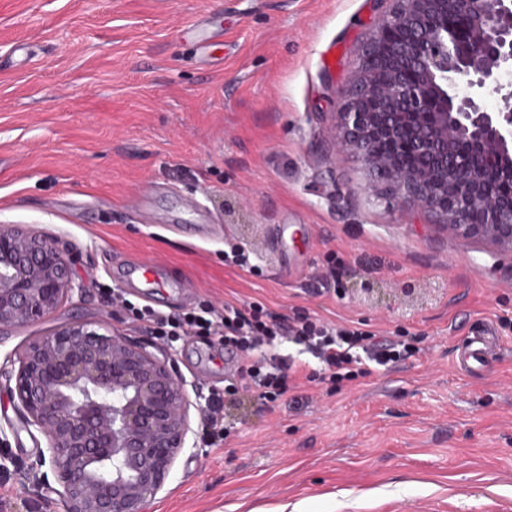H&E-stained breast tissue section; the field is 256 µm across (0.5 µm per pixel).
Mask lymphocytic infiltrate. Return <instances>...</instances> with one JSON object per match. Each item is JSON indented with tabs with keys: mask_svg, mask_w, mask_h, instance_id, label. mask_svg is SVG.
<instances>
[{
	"mask_svg": "<svg viewBox=\"0 0 512 512\" xmlns=\"http://www.w3.org/2000/svg\"><path fill=\"white\" fill-rule=\"evenodd\" d=\"M135 320L152 325L157 338L179 334L217 336L225 349L237 352L238 367L232 381L224 387L226 401L237 394L250 393L263 403H276L288 390L289 380L305 374L308 381L334 387L370 375L373 366H385L415 354L414 345L382 339L359 329L330 324L299 313L292 319L267 320L262 307L241 310L233 305L223 309L207 308L202 315L174 317L151 307L132 308ZM285 340L303 347L319 362L308 371L289 358L259 356L265 346Z\"/></svg>",
	"mask_w": 512,
	"mask_h": 512,
	"instance_id": "lymphocytic-infiltrate-1",
	"label": "lymphocytic infiltrate"
}]
</instances>
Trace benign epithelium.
<instances>
[{"mask_svg": "<svg viewBox=\"0 0 512 512\" xmlns=\"http://www.w3.org/2000/svg\"><path fill=\"white\" fill-rule=\"evenodd\" d=\"M391 2L330 134L378 194L512 252V0ZM492 94L503 106L487 104ZM383 143L419 163L400 164ZM82 289L57 238L0 225V330L41 321ZM17 362L12 393L46 439L67 512H147L194 433L172 355L75 321ZM47 456L25 469L3 453L0 471L21 473L25 490Z\"/></svg>", "mask_w": 512, "mask_h": 512, "instance_id": "7a95c632", "label": "benign epithelium"}]
</instances>
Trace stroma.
I'll list each match as a JSON object with an SVG mask.
<instances>
[{
    "label": "stroma",
    "mask_w": 512,
    "mask_h": 512,
    "mask_svg": "<svg viewBox=\"0 0 512 512\" xmlns=\"http://www.w3.org/2000/svg\"><path fill=\"white\" fill-rule=\"evenodd\" d=\"M389 0H0V222L73 250L83 290L0 331V429L33 461L45 438L13 400L11 360L75 320L171 348L194 433L150 512H512V253L448 234L364 190L327 134ZM205 22L212 37L199 52ZM243 249L247 266L227 262ZM152 264L157 287L131 275ZM167 314L256 303L380 336L413 357L278 406L241 397L214 441L203 409L229 374L213 336L157 340L113 305ZM502 351L457 367L471 327ZM9 512H66L50 465Z\"/></svg>",
    "instance_id": "35a3bbf8"
}]
</instances>
